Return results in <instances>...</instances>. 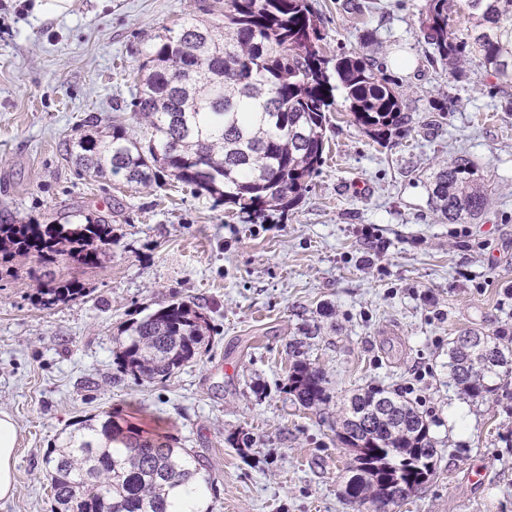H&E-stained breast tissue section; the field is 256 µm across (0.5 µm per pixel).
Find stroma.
<instances>
[{"mask_svg":"<svg viewBox=\"0 0 512 512\" xmlns=\"http://www.w3.org/2000/svg\"><path fill=\"white\" fill-rule=\"evenodd\" d=\"M309 3L324 55L371 59L408 120L379 140L337 101L318 174L292 209L252 224L169 177L144 187L78 172L63 150L89 114L140 133L131 82L146 49L183 18L223 28L224 0H75L54 19L0 0V217L112 226L97 267L17 256L0 274V410L19 426L0 512H55L45 456L72 422L107 412L197 454L213 512H354L336 423L367 387L403 392L438 448L435 476L396 512H512V377L483 401L448 383L454 336L512 341V82L475 63L432 66L425 0ZM460 153L491 202L451 224L427 177ZM63 280L82 294L42 306L39 288ZM172 300L208 313L206 349L169 378L114 380L122 325ZM297 358L326 376L319 408L286 388ZM246 433L253 445L237 447Z\"/></svg>","mask_w":512,"mask_h":512,"instance_id":"obj_1","label":"stroma"}]
</instances>
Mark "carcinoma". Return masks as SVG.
<instances>
[{"label": "carcinoma", "instance_id": "1", "mask_svg": "<svg viewBox=\"0 0 512 512\" xmlns=\"http://www.w3.org/2000/svg\"><path fill=\"white\" fill-rule=\"evenodd\" d=\"M423 29L432 59L458 71L477 62L512 79V0H426ZM320 21L308 0H224V33L188 18L165 27L139 66L130 106L143 135L121 124L64 143L67 157L95 174L149 186L165 174L249 217L293 207L321 166L334 92L355 123L377 138L405 123L390 79L355 53L321 55ZM440 217L456 224L489 205L485 178L467 158L446 160L427 177ZM112 228L103 217L77 224L3 223L0 261L34 256L44 265L100 264ZM75 280L41 290L44 304L82 294ZM209 317L172 301L121 329L117 372L170 377L202 352ZM450 381L468 399L497 390L512 375V348L467 331L448 342ZM287 390L304 409L329 400L324 373L297 360ZM336 437L353 452L345 500L372 512L397 504L401 487L418 490L436 474L438 449L418 407L400 391L369 387L343 404ZM45 458L57 512H184L205 497L210 474L169 435L150 434L108 414L81 419L59 434Z\"/></svg>", "mask_w": 512, "mask_h": 512}]
</instances>
